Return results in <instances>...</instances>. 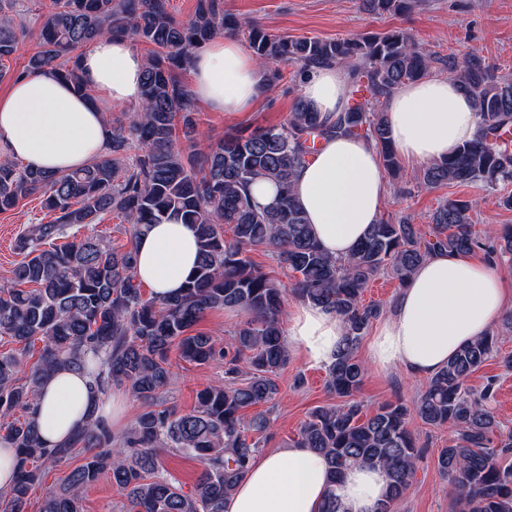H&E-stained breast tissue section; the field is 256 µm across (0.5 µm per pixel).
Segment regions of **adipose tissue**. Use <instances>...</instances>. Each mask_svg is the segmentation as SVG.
Segmentation results:
<instances>
[{
  "mask_svg": "<svg viewBox=\"0 0 512 512\" xmlns=\"http://www.w3.org/2000/svg\"><path fill=\"white\" fill-rule=\"evenodd\" d=\"M80 67L98 104L49 69L19 78L0 94V149L10 159L55 173L83 168L104 155L111 130L103 106L140 103L145 59L128 39L104 37L85 50ZM190 73L193 98L232 116L253 107L267 69L235 38L224 36L193 54ZM300 95L322 120L333 119L348 105V73L334 65L310 68ZM386 111L398 156L414 162L452 155L473 138L479 122L470 98L450 76L401 85L388 98ZM294 197L322 249L335 258L347 257L385 207L377 150L353 136L321 142L296 172ZM136 254L137 278L153 296L175 295L197 263L194 230L177 217L151 225L138 237ZM511 304L502 277L489 263L433 253L377 323L367 344L368 359L380 369L432 377L460 347L489 333ZM344 334L335 313L300 302L290 310L285 342L311 365L326 367L334 362ZM103 409L89 376L63 368L42 386L34 419L43 441L52 446L81 426L89 411ZM330 489L345 512H376L386 477L381 469L357 466L329 486L325 458L291 444L258 456L225 510L321 512Z\"/></svg>",
  "mask_w": 512,
  "mask_h": 512,
  "instance_id": "adipose-tissue-1",
  "label": "adipose tissue"
}]
</instances>
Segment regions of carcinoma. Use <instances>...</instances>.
Returning <instances> with one entry per match:
<instances>
[{
    "mask_svg": "<svg viewBox=\"0 0 512 512\" xmlns=\"http://www.w3.org/2000/svg\"><path fill=\"white\" fill-rule=\"evenodd\" d=\"M18 0H0V79L51 69L73 88H85L79 58L102 36L127 38L153 47L146 58L143 101L127 121L112 124L106 155L87 167L48 174L0 159V213L36 195L53 215L19 236L21 259L0 284V421L16 448L18 464L0 512H25L46 470L81 453L59 490H50L40 512H83L85 491L102 476L126 496L128 512H225V500L245 476L273 431L266 411L279 394L278 372L290 357L284 342L287 294L331 310L345 336L327 369L326 388L339 402L318 406L301 426L295 444L322 454L334 485L350 468L375 466L387 475L377 512H392L415 472L420 450L409 429L416 418L448 431V447L437 455L457 512H512V432L501 430L492 412L493 385L476 393L470 375L498 353L490 333L460 348L448 366L427 381L408 403L387 401L371 413L357 400L366 367L356 350L383 306L364 302L371 281L387 272L404 286L433 252H483L512 257V225H492L477 234L473 203L442 201L430 215L428 235L405 220L381 219L346 258L326 255L293 198L297 169L319 141L337 135L375 144L385 169L399 171L385 103L406 82L437 69L460 83L479 116L475 137L454 156L427 163L423 184L512 182V79L476 51L462 55L426 53L407 32L392 29L346 39L274 35L252 21L224 12V0H198L194 15L178 21L168 0H51L37 14L38 50L19 72L6 66L18 37L13 14ZM416 0H363L372 14L405 13ZM241 36L261 64L288 61L311 66L339 64L351 74L348 108L332 122L296 99L283 123L245 128L185 152L176 134L198 137L189 89L177 73L190 67L194 50L218 35ZM259 178L274 180L279 203L264 207L248 194ZM107 213L129 225L130 243L118 251L97 236L62 245L75 226L98 223ZM178 216L195 228L200 261L180 295L145 298L135 273V242L152 224ZM276 252L291 288L263 271L248 253ZM235 308L244 314L233 336L218 344L193 332L203 315ZM43 343L37 361L21 373L31 342ZM190 363L224 365V380L197 395L194 408L179 414L167 406L169 353ZM59 367L86 373L106 396L125 388L142 409L121 438L104 419L89 416L68 438L46 447L33 418L42 384ZM21 416H16V413ZM191 455L202 466L192 490L164 476L161 450Z\"/></svg>",
    "mask_w": 512,
    "mask_h": 512,
    "instance_id": "carcinoma-1",
    "label": "carcinoma"
}]
</instances>
